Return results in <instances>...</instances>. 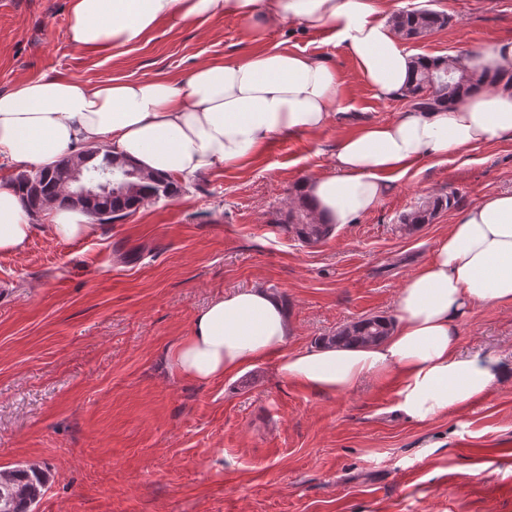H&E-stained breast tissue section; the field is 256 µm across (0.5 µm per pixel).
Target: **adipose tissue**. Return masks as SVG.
Instances as JSON below:
<instances>
[{"label":"adipose tissue","instance_id":"obj_1","mask_svg":"<svg viewBox=\"0 0 512 512\" xmlns=\"http://www.w3.org/2000/svg\"><path fill=\"white\" fill-rule=\"evenodd\" d=\"M242 21L253 39L287 22L324 31L343 47L378 98L402 94L412 58L389 21L388 0H70L67 32L78 49L140 43L158 22ZM335 67L280 48L204 63L183 78L90 85L54 75L0 92V161L38 168L82 144L103 143L141 168L185 180L250 163L278 137L325 128L341 102ZM512 135V90L489 85L434 112L410 109L344 135L332 170L301 182L318 221L343 226L372 211L393 176L424 156L442 157ZM55 240L91 237L78 209L49 206ZM37 230L9 187H0V255L22 251ZM486 305L512 306V191L456 214L431 256L399 289L389 336L339 348L292 351L280 297L248 288L211 299L188 336L166 353L171 372L198 383L275 359L278 375L327 394L397 375L396 408L424 421L485 397L512 364L459 349L462 320Z\"/></svg>","mask_w":512,"mask_h":512}]
</instances>
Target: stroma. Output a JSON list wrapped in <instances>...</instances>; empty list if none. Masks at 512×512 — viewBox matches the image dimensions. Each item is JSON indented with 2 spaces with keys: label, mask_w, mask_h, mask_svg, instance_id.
<instances>
[{
  "label": "stroma",
  "mask_w": 512,
  "mask_h": 512,
  "mask_svg": "<svg viewBox=\"0 0 512 512\" xmlns=\"http://www.w3.org/2000/svg\"><path fill=\"white\" fill-rule=\"evenodd\" d=\"M449 16L405 41L411 56L462 57L512 40V0H409ZM69 0H0V91L42 75L96 83L178 79L273 47L326 60L342 86L336 121L275 139L248 165L183 183L88 240L36 232L0 257V470L29 463L48 482L34 512H512V380L468 408L426 421L396 408L395 381L310 391L273 361L208 384L168 375L167 349L211 298L263 288L288 309L289 348L373 315L458 210L512 190V136L425 157L355 223L307 245L283 225L299 183L331 170L336 141L396 119L327 35L277 24L254 42L232 17L162 21L118 50L73 47ZM451 192L454 208L410 231L402 215ZM463 354L512 362V307L477 309Z\"/></svg>",
  "instance_id": "1"
}]
</instances>
